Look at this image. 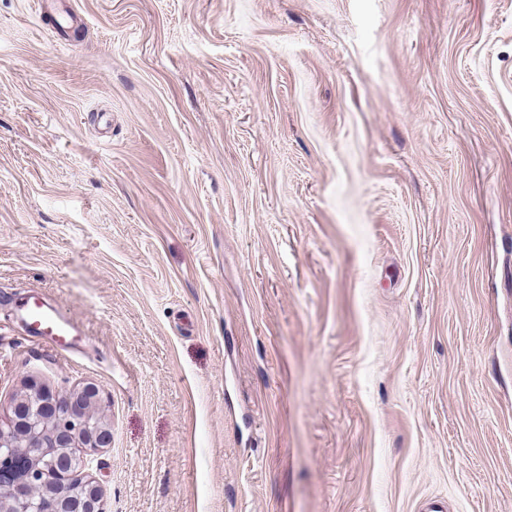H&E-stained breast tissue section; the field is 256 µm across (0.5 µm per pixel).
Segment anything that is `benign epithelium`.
<instances>
[{"instance_id": "1", "label": "benign epithelium", "mask_w": 512, "mask_h": 512, "mask_svg": "<svg viewBox=\"0 0 512 512\" xmlns=\"http://www.w3.org/2000/svg\"><path fill=\"white\" fill-rule=\"evenodd\" d=\"M27 390L0 425V512H31L37 493L50 512H102L101 487L77 477V463L112 439L98 387L54 393L31 380Z\"/></svg>"}]
</instances>
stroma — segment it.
<instances>
[{
    "label": "stroma",
    "mask_w": 512,
    "mask_h": 512,
    "mask_svg": "<svg viewBox=\"0 0 512 512\" xmlns=\"http://www.w3.org/2000/svg\"><path fill=\"white\" fill-rule=\"evenodd\" d=\"M31 379L99 387L103 512H512V0H0ZM25 326L31 336L51 340L56 346L67 350V340L79 331L76 325L66 320L52 305L35 297L21 306Z\"/></svg>",
    "instance_id": "stroma-1"
}]
</instances>
